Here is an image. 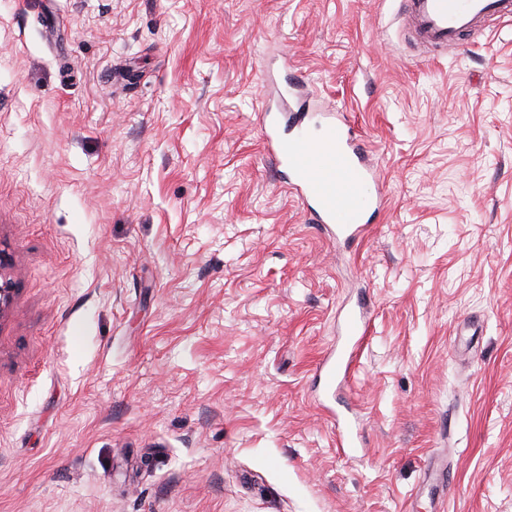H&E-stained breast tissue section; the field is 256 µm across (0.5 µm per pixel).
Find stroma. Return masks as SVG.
Masks as SVG:
<instances>
[{"label": "stroma", "mask_w": 512, "mask_h": 512, "mask_svg": "<svg viewBox=\"0 0 512 512\" xmlns=\"http://www.w3.org/2000/svg\"><path fill=\"white\" fill-rule=\"evenodd\" d=\"M400 11L0 0V512H512V19L425 54ZM297 76L381 170L361 244L264 152ZM9 262L0 252V320L11 311L15 301ZM369 327L370 320L365 317L362 306L358 305L357 309L347 315L345 330L350 344L343 353L336 355L335 361L324 363L323 379L327 388H336L350 376L362 346L366 343Z\"/></svg>", "instance_id": "35a3bbf8"}]
</instances>
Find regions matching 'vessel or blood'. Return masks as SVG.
Segmentation results:
<instances>
[{
  "label": "vessel or blood",
  "mask_w": 512,
  "mask_h": 512,
  "mask_svg": "<svg viewBox=\"0 0 512 512\" xmlns=\"http://www.w3.org/2000/svg\"><path fill=\"white\" fill-rule=\"evenodd\" d=\"M403 12L413 38L432 47L460 45L488 23L512 19V0H403ZM297 101L288 115V131L273 130L276 117L263 106L264 148L278 173L302 200L312 202L314 223L330 227L337 238L354 243L368 233L365 214L386 205L377 163L361 145L360 137L343 113L328 114L319 136H312L311 109L300 86L287 89ZM370 320L363 309L351 311L345 320L350 343L335 361L324 364V383L334 388L351 374L369 334Z\"/></svg>",
  "instance_id": "1"
}]
</instances>
